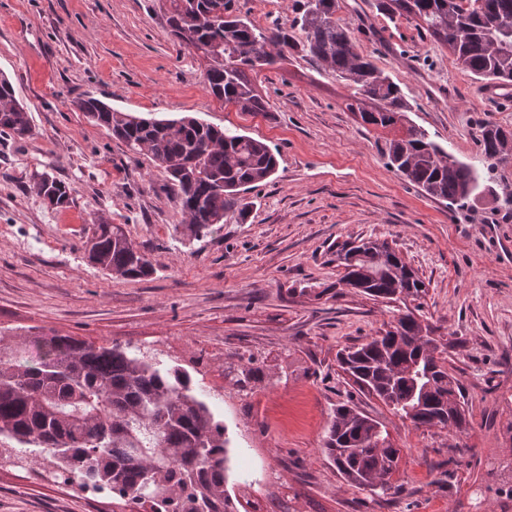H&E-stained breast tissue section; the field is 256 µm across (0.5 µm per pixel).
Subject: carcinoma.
Returning a JSON list of instances; mask_svg holds the SVG:
<instances>
[{
    "label": "carcinoma",
    "mask_w": 512,
    "mask_h": 512,
    "mask_svg": "<svg viewBox=\"0 0 512 512\" xmlns=\"http://www.w3.org/2000/svg\"><path fill=\"white\" fill-rule=\"evenodd\" d=\"M167 24L179 44L205 55L206 89L239 112L270 111L246 71L277 63L284 50L315 58L352 90L346 107L374 127L395 126L412 111L399 86L363 53L336 18L338 0H298L290 24L262 28L236 8V0H167ZM391 20L403 18L438 45L456 65L493 85L512 82V0H380ZM77 108L106 127L135 154L149 156L176 189L194 235L224 221L237 195L268 180L276 154L266 143L194 117L156 119L118 112L86 96ZM32 134L28 107L11 81L0 77V137ZM512 151V132L482 134L487 171ZM387 165L427 196L465 207L478 197L482 174L448 154L425 130L409 125L386 143ZM29 189L55 207L72 190L46 172ZM85 250L102 271L129 280L154 268L118 225L94 222ZM346 287L375 299L418 298L424 282L387 242L362 240L336 246ZM430 328L413 312L390 329L337 353L339 366L360 390L378 398L415 427L462 430L463 389L448 374L447 349L428 352ZM37 361L0 346V436L50 454L80 488L105 489L129 506L146 501L155 512H239L227 489L228 444L224 422L194 392L191 374L162 370L119 345L96 346L68 336L39 342ZM240 390L271 377L251 356L230 367ZM339 475L383 499L401 449L379 421L348 404L336 406L323 444Z\"/></svg>",
    "instance_id": "cac0c4a2"
}]
</instances>
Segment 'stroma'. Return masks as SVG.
<instances>
[{
	"label": "stroma",
	"instance_id": "stroma-1",
	"mask_svg": "<svg viewBox=\"0 0 512 512\" xmlns=\"http://www.w3.org/2000/svg\"><path fill=\"white\" fill-rule=\"evenodd\" d=\"M359 48L400 87L411 124L453 157L481 162L486 125L512 130L505 103L483 99V82L447 49L379 0H339L336 13ZM206 61L181 47L158 0H0V75L27 105L33 134L0 138V336H18L30 359L37 339L116 343L188 370L224 422L229 484L238 466L267 465L249 499L290 501L294 512H471L485 492L497 512L512 485L491 483V464H512V156L464 209L425 196L388 168L385 143L404 125H363L350 91L292 51L254 79L270 111L247 115L211 96ZM162 118L193 116L266 142L279 166L245 193L209 234L187 230L165 176L145 155L97 125L75 103ZM48 172L72 189L63 208L29 189ZM121 225L155 272L127 281L96 268L84 241L93 217ZM387 241L422 278L415 313L448 343V372L464 389L463 431L416 428L358 390L336 362L405 309L338 287V243ZM270 368L241 396L224 373L239 353ZM383 423L401 450L390 500L344 482L323 439L336 405ZM0 465V512H124L122 499L63 482L40 449L17 447Z\"/></svg>",
	"mask_w": 512,
	"mask_h": 512
}]
</instances>
